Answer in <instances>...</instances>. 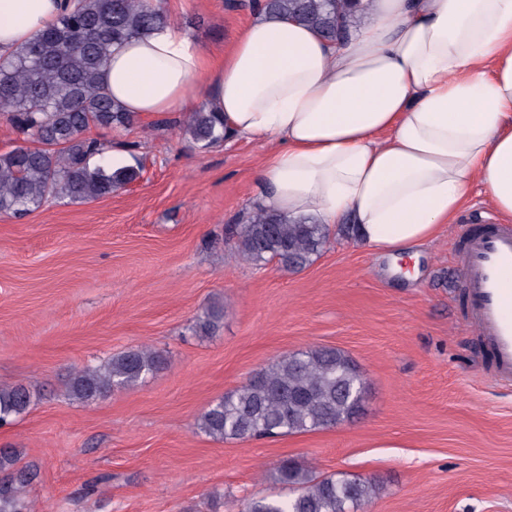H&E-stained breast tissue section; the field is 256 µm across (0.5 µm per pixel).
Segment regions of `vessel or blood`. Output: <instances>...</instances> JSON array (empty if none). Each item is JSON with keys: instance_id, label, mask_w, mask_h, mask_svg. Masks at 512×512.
<instances>
[{"instance_id": "b4317fda", "label": "vessel or blood", "mask_w": 512, "mask_h": 512, "mask_svg": "<svg viewBox=\"0 0 512 512\" xmlns=\"http://www.w3.org/2000/svg\"><path fill=\"white\" fill-rule=\"evenodd\" d=\"M464 251L460 257L467 302L475 332L492 354V378L512 382V225L485 220L461 227Z\"/></svg>"}]
</instances>
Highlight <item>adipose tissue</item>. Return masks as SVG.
<instances>
[{
    "label": "adipose tissue",
    "instance_id": "adipose-tissue-1",
    "mask_svg": "<svg viewBox=\"0 0 512 512\" xmlns=\"http://www.w3.org/2000/svg\"><path fill=\"white\" fill-rule=\"evenodd\" d=\"M66 0H0V54ZM106 85L136 115L204 106L272 150L261 208L349 222L370 252L413 255L475 187L512 216V0H367L341 43L255 12L223 60L169 23L114 46Z\"/></svg>",
    "mask_w": 512,
    "mask_h": 512
}]
</instances>
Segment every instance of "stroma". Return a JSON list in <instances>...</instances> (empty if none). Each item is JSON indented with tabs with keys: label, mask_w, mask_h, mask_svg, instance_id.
Instances as JSON below:
<instances>
[{
	"label": "stroma",
	"mask_w": 512,
	"mask_h": 512,
	"mask_svg": "<svg viewBox=\"0 0 512 512\" xmlns=\"http://www.w3.org/2000/svg\"><path fill=\"white\" fill-rule=\"evenodd\" d=\"M207 56L230 48L251 0H156ZM91 128L140 176L94 201L53 199L22 218L0 214V386L33 395L0 428V448L37 468L36 512H241L275 495L291 460L318 475L375 479L360 512H512V386L490 378L471 328L456 225L410 262L374 254L332 227L299 271L238 258L227 227L259 195L267 146L201 149L183 113ZM224 318L208 335L209 304ZM148 346L167 366L85 404L71 374ZM344 351L365 379L363 408L330 429L216 440L199 414L277 357Z\"/></svg>",
	"instance_id": "stroma-1"
}]
</instances>
